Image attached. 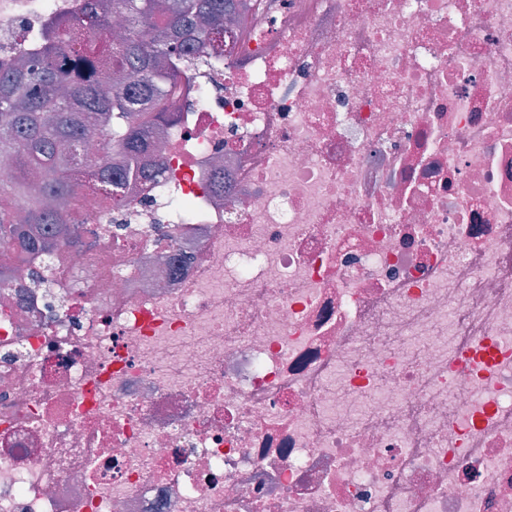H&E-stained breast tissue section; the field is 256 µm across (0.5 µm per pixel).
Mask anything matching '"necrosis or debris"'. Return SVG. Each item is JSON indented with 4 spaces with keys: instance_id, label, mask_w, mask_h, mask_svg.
I'll return each instance as SVG.
<instances>
[{
    "instance_id": "obj_1",
    "label": "necrosis or debris",
    "mask_w": 512,
    "mask_h": 512,
    "mask_svg": "<svg viewBox=\"0 0 512 512\" xmlns=\"http://www.w3.org/2000/svg\"><path fill=\"white\" fill-rule=\"evenodd\" d=\"M247 4L0 274V512H512V0Z\"/></svg>"
}]
</instances>
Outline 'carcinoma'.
Returning a JSON list of instances; mask_svg holds the SVG:
<instances>
[{"instance_id":"1","label":"carcinoma","mask_w":512,"mask_h":512,"mask_svg":"<svg viewBox=\"0 0 512 512\" xmlns=\"http://www.w3.org/2000/svg\"><path fill=\"white\" fill-rule=\"evenodd\" d=\"M234 0H112L125 31L113 39L108 15L86 11L53 16L32 52L0 59V164L14 170L0 182V249L26 260L31 249L51 254L67 243L71 202L82 158L99 127L110 129L109 150L128 168L145 150L165 114L168 92L181 79L187 50L207 52L224 29ZM106 202L117 183L112 167L97 176ZM24 206L18 223L16 205Z\"/></svg>"}]
</instances>
